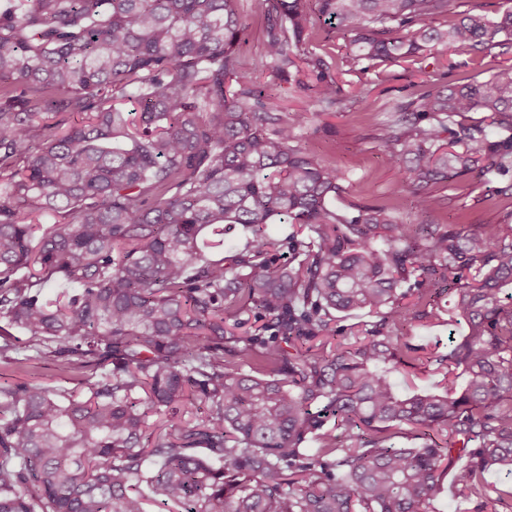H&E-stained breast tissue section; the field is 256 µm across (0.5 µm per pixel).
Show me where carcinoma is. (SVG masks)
I'll return each instance as SVG.
<instances>
[{
  "mask_svg": "<svg viewBox=\"0 0 512 512\" xmlns=\"http://www.w3.org/2000/svg\"><path fill=\"white\" fill-rule=\"evenodd\" d=\"M265 2L254 70L286 82L305 63L326 107L318 20L352 34L354 64L512 36V11L427 25L448 0ZM247 43L237 0L0 8V353L18 329L109 367L84 397L0 388V512H429L443 467L469 499L512 476V225L337 211L339 173L297 145L301 116L241 74ZM381 141L420 214L438 184L511 174L512 67L421 86ZM237 225L248 242L226 251ZM445 292L466 333L423 358L403 327L439 318ZM358 312L374 321L337 340L336 314ZM421 359L443 385L401 390ZM175 406L203 415L149 422Z\"/></svg>",
  "mask_w": 512,
  "mask_h": 512,
  "instance_id": "1",
  "label": "carcinoma"
}]
</instances>
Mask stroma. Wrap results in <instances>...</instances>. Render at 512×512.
I'll list each match as a JSON object with an SVG mask.
<instances>
[{
  "mask_svg": "<svg viewBox=\"0 0 512 512\" xmlns=\"http://www.w3.org/2000/svg\"><path fill=\"white\" fill-rule=\"evenodd\" d=\"M313 49L327 61L338 87L336 104L325 108L314 103L310 90L295 81L272 82L269 74L245 70L252 81L273 84L284 106L303 110L297 128L298 146L323 157L340 174L341 192L333 205L345 212L372 206L396 207L400 220L415 224L512 225V194L508 179L491 173L483 177L467 174L437 186L445 203L437 211L416 214L410 193L401 192L402 172L379 135L385 124L395 119L400 104L410 102L421 83L453 87L462 77L483 79L492 69L512 66V40L494 49L488 56L451 53L435 47L423 71L406 62L349 66V38L336 28L317 26L313 31ZM433 323H413L405 331L411 342L435 354L447 353L450 337L464 333L463 321L450 311L449 300ZM104 370L81 369L45 359L38 345L20 339L9 357H0V387L27 382L49 387H66L79 393L102 380ZM451 471H443L440 490L432 501L434 512H512L496 494L485 498L457 497L451 485Z\"/></svg>",
  "mask_w": 512,
  "mask_h": 512,
  "instance_id": "35a3bbf8",
  "label": "stroma"
}]
</instances>
